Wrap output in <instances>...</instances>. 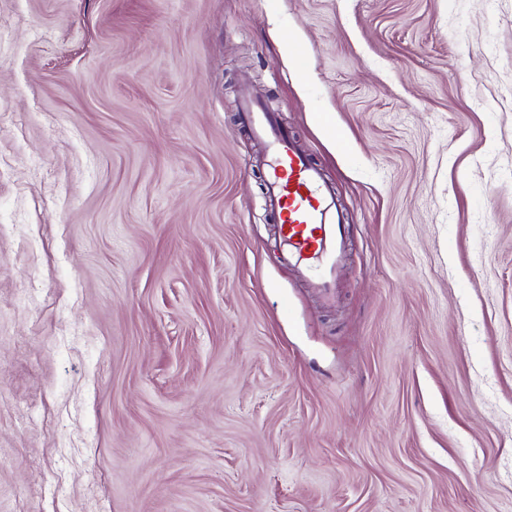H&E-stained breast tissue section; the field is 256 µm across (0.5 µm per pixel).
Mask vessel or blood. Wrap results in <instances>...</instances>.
<instances>
[{
  "mask_svg": "<svg viewBox=\"0 0 512 512\" xmlns=\"http://www.w3.org/2000/svg\"><path fill=\"white\" fill-rule=\"evenodd\" d=\"M242 118L265 146V186L277 214L282 259L332 299L346 237L336 197L270 113L247 103Z\"/></svg>",
  "mask_w": 512,
  "mask_h": 512,
  "instance_id": "obj_1",
  "label": "vessel or blood"
}]
</instances>
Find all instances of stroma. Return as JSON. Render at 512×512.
Returning a JSON list of instances; mask_svg holds the SVG:
<instances>
[{
  "label": "stroma",
  "instance_id": "35a3bbf8",
  "mask_svg": "<svg viewBox=\"0 0 512 512\" xmlns=\"http://www.w3.org/2000/svg\"><path fill=\"white\" fill-rule=\"evenodd\" d=\"M0 29V512H512V0ZM246 91L336 191L332 303Z\"/></svg>",
  "mask_w": 512,
  "mask_h": 512
}]
</instances>
